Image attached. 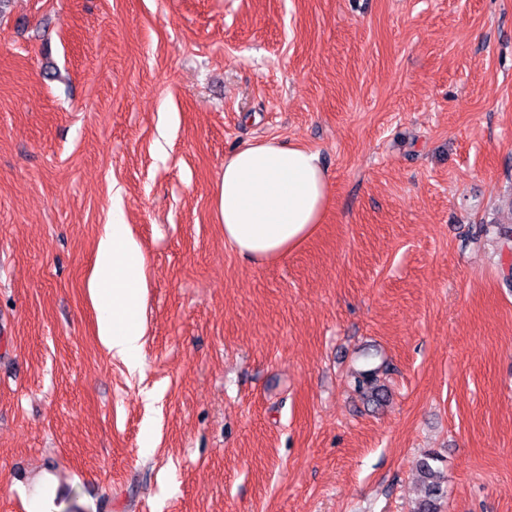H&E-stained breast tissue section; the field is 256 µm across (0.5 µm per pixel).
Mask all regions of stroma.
I'll return each mask as SVG.
<instances>
[{
	"instance_id": "obj_1",
	"label": "stroma",
	"mask_w": 512,
	"mask_h": 512,
	"mask_svg": "<svg viewBox=\"0 0 512 512\" xmlns=\"http://www.w3.org/2000/svg\"><path fill=\"white\" fill-rule=\"evenodd\" d=\"M316 150L317 234L224 242V159ZM120 200L141 371L89 298ZM512 0H12L0 512H512ZM387 364L383 405L351 384ZM437 461L438 455L428 451L416 462V472L424 487V495L418 501L416 512H440V502L447 496L448 486L439 468L434 467Z\"/></svg>"
}]
</instances>
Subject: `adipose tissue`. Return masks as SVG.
Instances as JSON below:
<instances>
[{"instance_id": "adipose-tissue-1", "label": "adipose tissue", "mask_w": 512, "mask_h": 512, "mask_svg": "<svg viewBox=\"0 0 512 512\" xmlns=\"http://www.w3.org/2000/svg\"><path fill=\"white\" fill-rule=\"evenodd\" d=\"M329 202L319 154L303 144L271 138L224 160L218 204L224 239L258 263L279 260L317 230ZM148 288L146 258L121 210L104 225L88 293L97 310L101 345L129 371L142 367L139 317Z\"/></svg>"}]
</instances>
